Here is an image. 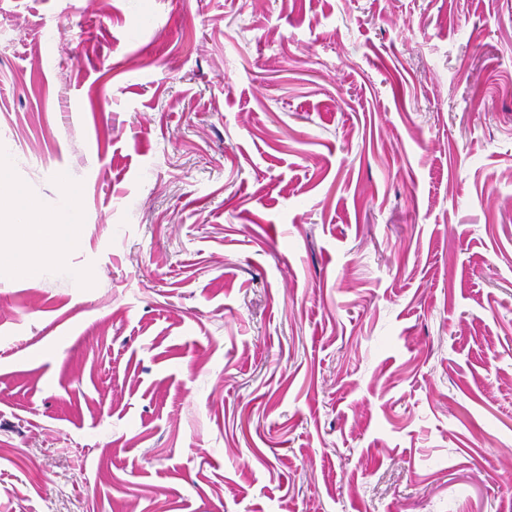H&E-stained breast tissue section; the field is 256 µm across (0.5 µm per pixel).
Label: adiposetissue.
<instances>
[{"instance_id": "1", "label": "adipose tissue", "mask_w": 512, "mask_h": 512, "mask_svg": "<svg viewBox=\"0 0 512 512\" xmlns=\"http://www.w3.org/2000/svg\"><path fill=\"white\" fill-rule=\"evenodd\" d=\"M64 210L54 222H44L37 209L29 203L12 211L9 231L18 245L15 252L0 255V272L23 267L28 273H41L45 263L57 261L60 254L80 248L77 231L79 209L76 195L66 191Z\"/></svg>"}]
</instances>
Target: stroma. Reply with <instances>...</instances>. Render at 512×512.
Listing matches in <instances>:
<instances>
[{"mask_svg": "<svg viewBox=\"0 0 512 512\" xmlns=\"http://www.w3.org/2000/svg\"><path fill=\"white\" fill-rule=\"evenodd\" d=\"M0 512H512V0H0ZM64 210L54 222H44L31 203L15 207L9 231L18 244L10 254L0 255V272L22 266L28 273L40 274L44 264L55 262L61 253L80 248L82 239L77 231L79 209L73 191L65 192Z\"/></svg>", "mask_w": 512, "mask_h": 512, "instance_id": "stroma-1", "label": "stroma"}]
</instances>
